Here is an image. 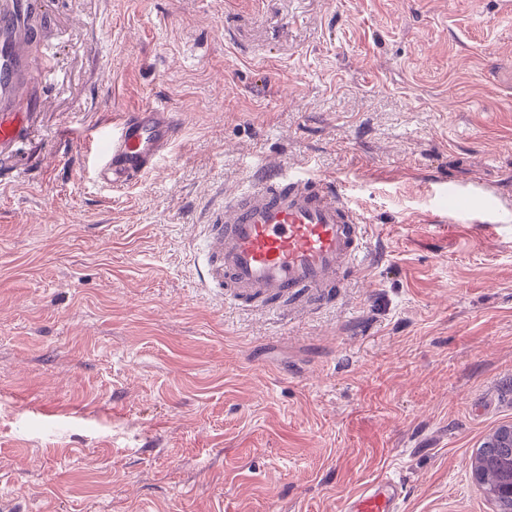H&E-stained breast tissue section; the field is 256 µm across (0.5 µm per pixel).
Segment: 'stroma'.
<instances>
[{"mask_svg":"<svg viewBox=\"0 0 512 512\" xmlns=\"http://www.w3.org/2000/svg\"><path fill=\"white\" fill-rule=\"evenodd\" d=\"M50 80L0 158V499L24 512H494L512 425V12L501 0H46ZM162 103L138 182L91 128ZM335 178L368 261L311 313L202 286L198 227L261 174ZM503 427L495 430L478 448L475 458L479 464L474 468L472 462V471L486 496L493 502L494 511L512 512V498H508L512 497V462L502 466L503 476L498 492L504 496L497 493L500 478L497 463L504 459H512V440L506 437L512 436V426L504 432L506 436L499 435ZM399 484L386 477L359 489L350 500V512H398Z\"/></svg>","mask_w":512,"mask_h":512,"instance_id":"35a3bbf8","label":"stroma"}]
</instances>
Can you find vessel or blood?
Here are the masks:
<instances>
[{
    "label": "vessel or blood",
    "mask_w": 512,
    "mask_h": 512,
    "mask_svg": "<svg viewBox=\"0 0 512 512\" xmlns=\"http://www.w3.org/2000/svg\"><path fill=\"white\" fill-rule=\"evenodd\" d=\"M30 0H0V157L28 135L35 87L45 73L27 65L23 28ZM177 130L163 104L125 114L97 139L100 177L115 186L137 181L169 148ZM203 282L220 299L291 302L312 310L333 303L348 271L368 253L364 220L338 182L274 173L225 197L201 225ZM399 486L390 478L359 489L350 512H398Z\"/></svg>",
    "instance_id": "1"
}]
</instances>
